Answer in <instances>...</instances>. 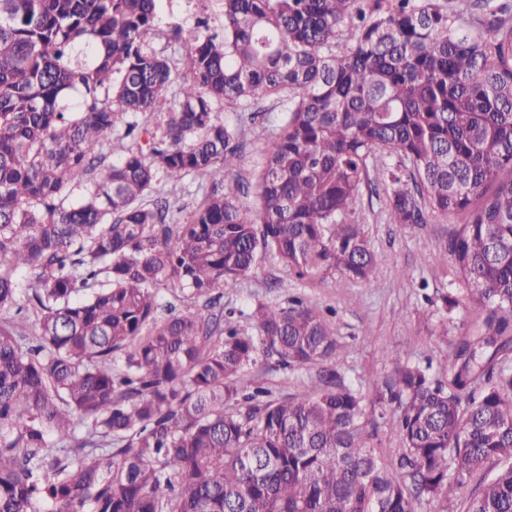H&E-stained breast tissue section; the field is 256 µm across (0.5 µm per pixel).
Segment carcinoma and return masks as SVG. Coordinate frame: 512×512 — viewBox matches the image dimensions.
<instances>
[{
	"instance_id": "carcinoma-1",
	"label": "carcinoma",
	"mask_w": 512,
	"mask_h": 512,
	"mask_svg": "<svg viewBox=\"0 0 512 512\" xmlns=\"http://www.w3.org/2000/svg\"><path fill=\"white\" fill-rule=\"evenodd\" d=\"M452 2L219 0L218 25L172 27L189 78L150 133L172 83L145 41L159 0H0V512H512V6ZM262 101L280 126L247 207L220 112ZM377 157L392 223L464 216L447 254L485 312L446 384L390 354L391 465L329 319L259 302L253 335L221 304L268 257L369 280L354 214ZM187 176L211 185L187 220L145 200ZM262 354L321 366L313 393L273 396Z\"/></svg>"
}]
</instances>
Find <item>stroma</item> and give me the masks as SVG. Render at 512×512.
Here are the masks:
<instances>
[{"label": "stroma", "mask_w": 512, "mask_h": 512, "mask_svg": "<svg viewBox=\"0 0 512 512\" xmlns=\"http://www.w3.org/2000/svg\"><path fill=\"white\" fill-rule=\"evenodd\" d=\"M186 16L183 0H165L155 30L147 37L151 49L166 56L172 69L183 71L185 51L170 30ZM224 122L240 133L243 155L237 172L225 182L243 204L253 200L251 177L261 163L280 115H257L228 105ZM381 160L371 161V184L363 188L355 217L364 224L376 265L369 281L342 280L329 275L314 281L287 274L278 260L263 261L238 287L224 291V307L238 311L248 332L256 327L249 318L256 302L287 306L299 296L319 310H333L336 337L341 345L338 371L341 381L354 389L364 407H371L379 382L392 371L387 351L398 350L403 359L429 367L439 381L448 379V361L461 339L470 335L479 319L470 306L451 312L440 309L441 297L459 290L460 283L445 248L456 219L435 218L424 224H394L388 218L385 194L373 187ZM206 185L193 177L181 183H159L155 193L167 197L179 219H186L200 204ZM318 366L288 369L275 358H265L253 368L256 379L278 396L305 397L311 393Z\"/></svg>", "instance_id": "1"}]
</instances>
